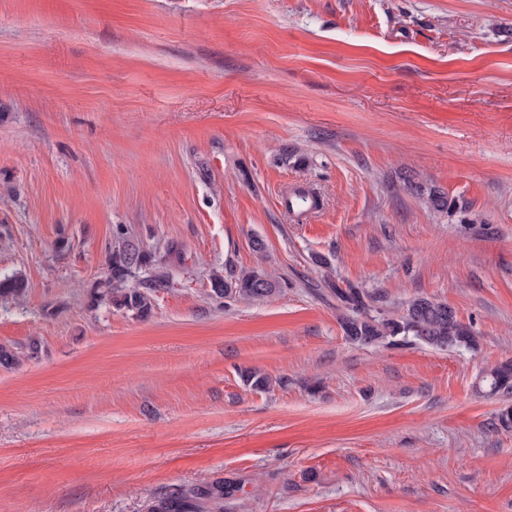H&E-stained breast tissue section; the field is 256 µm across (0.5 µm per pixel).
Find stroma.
Listing matches in <instances>:
<instances>
[{
    "instance_id": "35a3bbf8",
    "label": "stroma",
    "mask_w": 512,
    "mask_h": 512,
    "mask_svg": "<svg viewBox=\"0 0 512 512\" xmlns=\"http://www.w3.org/2000/svg\"><path fill=\"white\" fill-rule=\"evenodd\" d=\"M123 228L169 279L145 320L95 298ZM255 268L279 292L213 296ZM15 271L0 345L43 352L0 367V512H512V396L477 390L512 360V0H0ZM330 282L480 347L350 343ZM28 289L25 275L21 272H14L11 275L0 278V300L18 301L21 300ZM194 495L180 494L170 499L160 501L151 512H196L193 498H210L217 509H223L224 487L219 483L197 488Z\"/></svg>"
}]
</instances>
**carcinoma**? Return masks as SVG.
Listing matches in <instances>:
<instances>
[{"instance_id":"carcinoma-1","label":"carcinoma","mask_w":512,"mask_h":512,"mask_svg":"<svg viewBox=\"0 0 512 512\" xmlns=\"http://www.w3.org/2000/svg\"><path fill=\"white\" fill-rule=\"evenodd\" d=\"M151 264L130 238H118V247L112 251L108 279L112 287L98 293V297L112 306L126 309L136 317L147 319L153 310L155 292L167 287V279L158 274L133 286H126L136 272ZM280 288L278 281L266 272L253 270L227 271V275L213 278L212 292L218 299L262 300ZM28 289L25 275L14 272L0 278V300L18 301ZM329 291L348 314L341 325L348 341L362 346L398 345L419 342L444 351L475 350L478 338L471 327L462 324L448 303L429 297H417L407 302L400 316L394 318L377 306V299L365 289L353 285L342 288L329 284ZM479 383L489 395L512 396V361L501 363L483 373ZM210 498L215 507L223 508L224 487L212 484L194 491V496L180 494L160 501L151 512H196L193 498Z\"/></svg>"}]
</instances>
